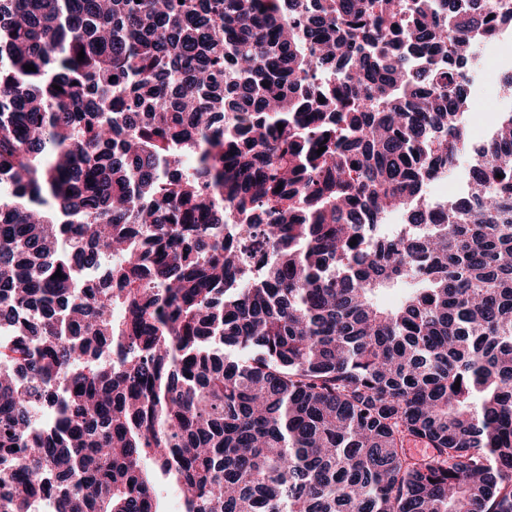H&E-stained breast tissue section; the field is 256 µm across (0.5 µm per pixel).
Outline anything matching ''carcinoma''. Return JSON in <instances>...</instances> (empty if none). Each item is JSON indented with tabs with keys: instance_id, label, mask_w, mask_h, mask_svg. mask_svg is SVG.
I'll list each match as a JSON object with an SVG mask.
<instances>
[{
	"instance_id": "carcinoma-1",
	"label": "carcinoma",
	"mask_w": 512,
	"mask_h": 512,
	"mask_svg": "<svg viewBox=\"0 0 512 512\" xmlns=\"http://www.w3.org/2000/svg\"><path fill=\"white\" fill-rule=\"evenodd\" d=\"M401 2L0 0V512H512V110L424 191L493 9ZM238 245L248 248L251 252L246 254V261L244 265V273L249 275L258 272L263 263V254L266 250L262 238L255 236L251 232H240L235 236Z\"/></svg>"
}]
</instances>
